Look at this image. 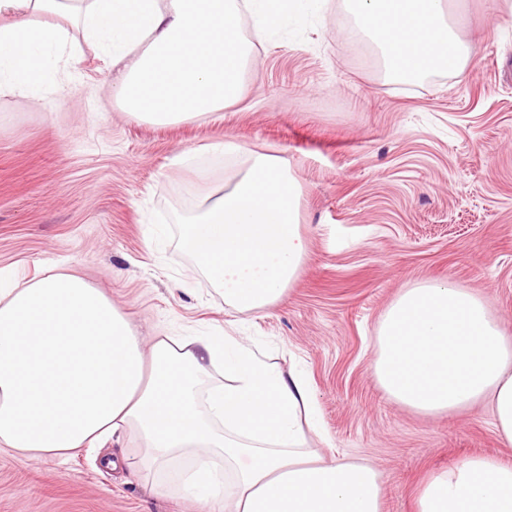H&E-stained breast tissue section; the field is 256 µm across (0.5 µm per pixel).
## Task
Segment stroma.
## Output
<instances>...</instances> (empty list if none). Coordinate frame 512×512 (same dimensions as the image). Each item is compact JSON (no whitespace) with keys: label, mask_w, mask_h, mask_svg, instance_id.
Segmentation results:
<instances>
[{"label":"stroma","mask_w":512,"mask_h":512,"mask_svg":"<svg viewBox=\"0 0 512 512\" xmlns=\"http://www.w3.org/2000/svg\"><path fill=\"white\" fill-rule=\"evenodd\" d=\"M460 2V76L389 81L346 0H320L256 42L242 101L214 117L155 125L122 111L111 60L89 46L40 92L0 95V269L21 284L73 273L148 341L234 329L282 369L300 365L331 438L319 454L376 467L383 512H413L426 475L471 455L512 463L487 405L422 416L370 373L385 312L425 282L482 297L512 336V6ZM224 140L287 161L309 241L295 282L251 315L179 248L205 190L245 165L208 152ZM205 510L81 450L0 447V512Z\"/></svg>","instance_id":"stroma-1"}]
</instances>
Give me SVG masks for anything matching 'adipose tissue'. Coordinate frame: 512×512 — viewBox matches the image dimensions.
Wrapping results in <instances>:
<instances>
[{"label":"adipose tissue","instance_id":"1","mask_svg":"<svg viewBox=\"0 0 512 512\" xmlns=\"http://www.w3.org/2000/svg\"><path fill=\"white\" fill-rule=\"evenodd\" d=\"M0 0V94L27 95L45 78L50 49L103 48L119 65L112 99L156 125L237 103L256 33L314 0ZM377 45L388 79L458 75L468 44L448 20L450 0H348ZM246 155L229 186L205 193L182 251L237 311L256 313L294 282L308 253L286 160ZM371 375L396 404L450 415L487 402L512 446V337L466 289L427 283L401 293L377 331ZM223 384L212 382L213 369ZM142 442L138 473L172 477L212 512H382L383 483L369 464L322 461L327 441L303 373L259 355L240 337L166 336L144 350L123 313L83 279L59 272L23 287L0 285V447L64 458L71 451ZM415 512H512V464L475 455L431 474Z\"/></svg>","mask_w":512,"mask_h":512}]
</instances>
